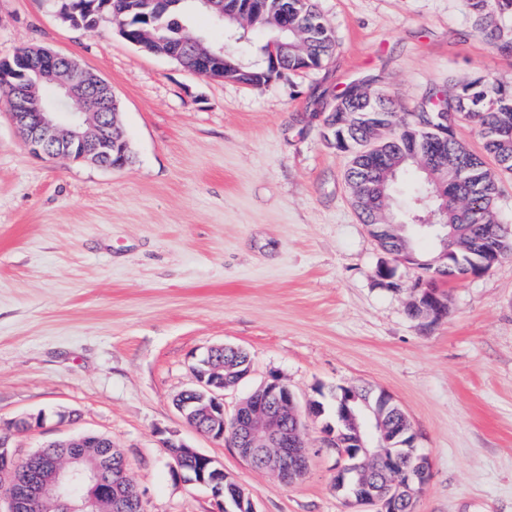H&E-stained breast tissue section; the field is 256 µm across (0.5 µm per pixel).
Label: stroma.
<instances>
[{"mask_svg": "<svg viewBox=\"0 0 512 512\" xmlns=\"http://www.w3.org/2000/svg\"><path fill=\"white\" fill-rule=\"evenodd\" d=\"M336 53L261 89L212 81L127 43L107 20L74 29L48 0H0V58L39 45L102 75L134 150L121 169L29 152L0 102V431L19 457L83 433L130 462L146 512H215L173 484L166 437L215 458L258 512H351L334 461L286 485L197 433L175 400L211 347L249 352L260 384L334 410L339 388L400 404L432 460L416 512H512V256L444 283L448 314L412 318L422 272L393 261L351 205L322 135L326 103L363 82L397 108L477 76L512 77L469 0H315ZM389 266V277L378 275Z\"/></svg>", "mask_w": 512, "mask_h": 512, "instance_id": "35a3bbf8", "label": "stroma"}]
</instances>
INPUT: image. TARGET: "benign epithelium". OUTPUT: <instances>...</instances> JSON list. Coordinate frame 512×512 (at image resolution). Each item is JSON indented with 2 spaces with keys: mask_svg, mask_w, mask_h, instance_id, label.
<instances>
[{
  "mask_svg": "<svg viewBox=\"0 0 512 512\" xmlns=\"http://www.w3.org/2000/svg\"><path fill=\"white\" fill-rule=\"evenodd\" d=\"M266 11V0H246L245 5L229 8L219 6L217 15L235 23L252 14L259 17ZM31 63L17 81L7 87L13 107L9 119L33 154L48 158H68L107 168H122L130 163L126 142L117 130V107L112 86L94 71L77 60L49 50L31 46ZM236 67L233 56L222 46L216 50L199 52L194 59L192 73L213 78L221 73L229 78L227 69ZM58 83L63 98L85 97L90 112H55L41 98V87L48 81ZM433 288L415 289L410 307L433 318ZM250 372L227 381H215L203 374L195 376L208 398V405L200 409L198 417L219 418L222 429H197V432L222 440L235 448L237 454L256 468L273 472L285 483L302 480L309 471L313 451L336 458V491H350L345 499L350 504L371 505L375 512H399L414 504L416 495L431 474V459L414 446L410 439L401 448H384L387 429L381 416L369 407H362L358 392L351 389L336 398L341 422L355 437L352 448L336 447V427L322 426L317 449L309 448L303 437L302 416L320 417L315 402L310 401L300 411L294 393L287 385L274 380L258 387L235 409L231 416L224 411L226 391L236 387ZM9 439L0 437V477L6 479L4 512H18L19 491L12 480L8 450ZM161 447L173 460L171 477L176 484H198L208 487L216 500L218 510L225 509V496L236 503L239 512H257L248 492L216 467L213 478L207 480L204 472L214 460L181 440L165 438ZM183 456L199 461L197 474L184 471L179 465ZM82 457L74 456L70 465L61 466L53 459L42 463L38 479L28 483L24 490L30 501H38L50 489L61 505V512H88L91 501L78 495L70 487L89 483L93 488L105 484L101 469L87 470L81 466Z\"/></svg>",
  "mask_w": 512,
  "mask_h": 512,
  "instance_id": "1",
  "label": "benign epithelium"
}]
</instances>
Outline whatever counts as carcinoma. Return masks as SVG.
<instances>
[{"label":"carcinoma","instance_id":"1","mask_svg":"<svg viewBox=\"0 0 512 512\" xmlns=\"http://www.w3.org/2000/svg\"><path fill=\"white\" fill-rule=\"evenodd\" d=\"M109 15L128 21L132 33L151 31L166 45H183V62L187 63L195 53L193 37L183 32L181 17L189 10L211 9L203 0H175L163 15L148 9L149 0H109ZM275 9L288 8V20L300 25L297 34L289 42L306 54L316 67L323 66L336 51L332 29L316 10L314 0H271ZM475 28L494 47L512 52V37L504 34L507 22L512 21V0H472ZM267 45H262L256 56L260 63L242 64V67L259 71L262 76L250 85L259 89L270 81ZM45 99L52 109L75 112L71 101L63 102L57 92L48 87ZM336 111L360 112L366 116L362 125L350 130L323 129V137L330 147L350 154L345 171V182L365 186L367 200L358 211L361 222L381 248L391 254L399 252L401 239L410 238L416 256L427 261L430 255L419 248V243L430 238L428 228L421 225L419 202L427 201L430 210L438 209L439 202L428 200L432 186L426 181V170L448 168V182L443 185L448 196V215L438 217L443 224L454 225L455 239L448 264L435 269L438 276H448V266L479 271L473 254L475 243L499 236V256L512 255V232L504 234L496 224L495 204L500 192L499 175L490 169L483 156L469 150L460 142L453 130L448 137L416 136L421 123L437 124L444 114H456L476 125L484 140L485 152L491 155L502 171L512 173V79L475 77L461 83L455 91L429 93L410 116L396 114L393 100L383 90H366L357 83L348 85L335 97ZM391 122V130L384 136L379 162H371L361 153L369 124ZM410 186L411 203L403 208L401 217L390 215L391 202L400 195L404 186ZM78 452L84 455V466L93 467L103 461L104 473H120L128 468L124 460L112 456L106 445L93 441ZM40 460L26 459L14 468V480L20 483L32 481Z\"/></svg>","mask_w":512,"mask_h":512}]
</instances>
